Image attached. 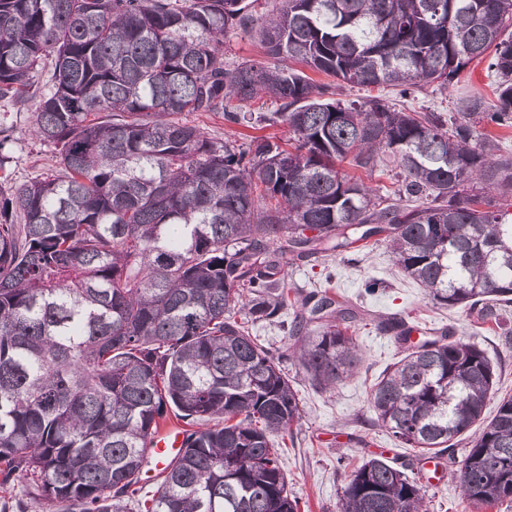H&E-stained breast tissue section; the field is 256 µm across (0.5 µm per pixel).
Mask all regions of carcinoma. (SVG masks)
I'll use <instances>...</instances> for the list:
<instances>
[{"mask_svg":"<svg viewBox=\"0 0 512 512\" xmlns=\"http://www.w3.org/2000/svg\"><path fill=\"white\" fill-rule=\"evenodd\" d=\"M512 0H0V99L50 71L33 135L55 175L0 189V512H299L280 449L301 419L277 354L249 324L292 305L287 252L342 251L383 235L397 266L444 308L512 303ZM258 29L268 64L224 62V37ZM490 57L495 100L453 111L343 101L300 63L400 99L447 90ZM266 97L271 113L231 101ZM186 112L284 123L270 137L215 141ZM0 128V182L11 172ZM393 158L385 206L356 172ZM355 170L342 171V164ZM291 355L331 390L360 366L349 309ZM373 384L376 423L420 456L481 426L460 474L475 507L512 501V397L485 420L496 371L477 345L443 336ZM183 449L149 499L143 465L169 413ZM338 512H424L419 484L383 459L351 471Z\"/></svg>","mask_w":512,"mask_h":512,"instance_id":"1","label":"carcinoma"}]
</instances>
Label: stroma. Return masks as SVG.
Masks as SVG:
<instances>
[{"label": "stroma", "instance_id": "stroma-1", "mask_svg": "<svg viewBox=\"0 0 512 512\" xmlns=\"http://www.w3.org/2000/svg\"><path fill=\"white\" fill-rule=\"evenodd\" d=\"M487 60L467 65L457 82L447 91L428 86L418 93L414 107L445 112L452 97L480 94L490 96L491 78ZM34 100H0V126L11 133L10 187L54 174L58 164L53 147L40 143L32 134ZM184 122L199 127L216 140L246 142L271 136L287 142V126H241L222 116L202 112L183 114ZM291 294L301 298L330 291L345 297L358 314L352 325L353 337L362 351L358 372L325 392L314 388L295 359L287 352L292 342L290 330L302 306L289 308L283 325L258 323L251 333L273 349L283 352V368L300 401L301 420L292 428L293 439L281 448L287 474L288 492L298 500L300 512H337L339 495L352 468L373 458H383L403 470L423 488L427 512H512V503H499L479 509L464 498L460 471L471 447V434L456 439L444 452L443 471L427 468L424 458L385 428L378 426L369 403V391L377 377L403 355L404 346L379 325L392 317L404 318L416 326L412 341L433 329H447L455 337L484 349L497 376V390L485 408L494 416L500 399L512 396V303L501 306L497 321L485 322L479 309L443 308L434 305L424 288L405 277L395 265L385 242L370 248L318 253L302 260H291L284 267ZM371 279L384 281V290L368 295L364 284Z\"/></svg>", "mask_w": 512, "mask_h": 512}]
</instances>
